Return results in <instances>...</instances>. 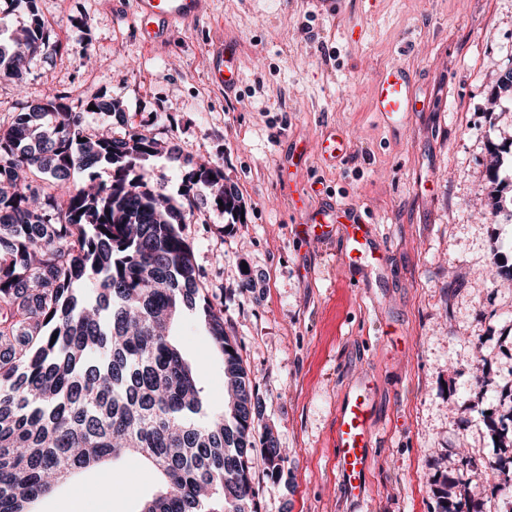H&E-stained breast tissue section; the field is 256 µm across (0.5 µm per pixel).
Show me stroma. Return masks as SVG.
<instances>
[{
  "mask_svg": "<svg viewBox=\"0 0 512 512\" xmlns=\"http://www.w3.org/2000/svg\"><path fill=\"white\" fill-rule=\"evenodd\" d=\"M37 11L59 53L33 57L24 94L0 77V123L47 87L72 105L119 101L124 121L89 113L116 135L145 125L176 138L194 164L217 165L242 201L233 222L198 188L182 227L210 294L224 304L271 432L287 460L270 476L253 456L258 512H437L441 491L467 483L486 512L490 482L463 457L500 456L493 429L512 413V285L487 276L512 263V211L490 212L492 145L512 141V102H491L512 68V0H207L195 26L145 45L129 0H0L16 29ZM234 44L232 95L206 76L212 43ZM414 74L417 106L403 125L371 110L378 74ZM351 140L347 160L286 163L289 143L331 128ZM306 209L331 200L360 210L389 252L387 269L355 276L338 242L294 236L281 179ZM256 282L241 292L243 277ZM174 333L202 372L211 414L224 409V373L203 324L185 315ZM367 380L378 414L366 505L347 498L336 472V413ZM87 473L36 500L32 512H138L156 477L138 458Z\"/></svg>",
  "mask_w": 512,
  "mask_h": 512,
  "instance_id": "stroma-1",
  "label": "stroma"
}]
</instances>
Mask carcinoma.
I'll return each instance as SVG.
<instances>
[{
    "instance_id": "obj_1",
    "label": "carcinoma",
    "mask_w": 512,
    "mask_h": 512,
    "mask_svg": "<svg viewBox=\"0 0 512 512\" xmlns=\"http://www.w3.org/2000/svg\"><path fill=\"white\" fill-rule=\"evenodd\" d=\"M58 52L36 12L0 36V76L23 79L19 48ZM512 100V69L492 103ZM51 91L0 127V512L28 504L78 474L139 455L159 479L140 512H257L251 473L260 402L224 308L204 286L182 221L194 186L209 187L240 215L224 171L200 164L183 201L150 185L142 163L180 147L134 128L88 130L89 104ZM99 166L94 191L74 174ZM205 324L232 392L206 415L199 372L172 340L184 314ZM267 472L286 455L269 432ZM464 487L445 493L440 512H470Z\"/></svg>"
}]
</instances>
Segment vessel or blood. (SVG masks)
<instances>
[{"mask_svg":"<svg viewBox=\"0 0 512 512\" xmlns=\"http://www.w3.org/2000/svg\"><path fill=\"white\" fill-rule=\"evenodd\" d=\"M206 0H131V13L146 44L162 41L173 30L186 28L199 21L205 13ZM206 74L209 81L225 91L238 85L235 52L230 44H212L207 53ZM415 104L410 72L398 65L385 68L373 88L375 112L394 124L402 123ZM351 142L342 132L323 134L317 147L300 142L290 148L298 158H308L311 152L345 160ZM298 226L305 238L340 240V264L352 272L366 267H386L388 259L383 244L377 243L361 213L353 208L337 212L331 202H323L314 212H302ZM374 408L365 384H358L344 397L336 415V470L348 495L357 503L367 498V478L371 450L376 445Z\"/></svg>","mask_w":512,"mask_h":512,"instance_id":"1","label":"vessel or blood"}]
</instances>
